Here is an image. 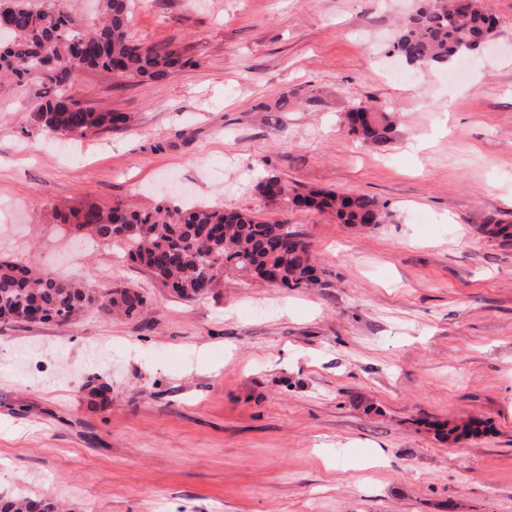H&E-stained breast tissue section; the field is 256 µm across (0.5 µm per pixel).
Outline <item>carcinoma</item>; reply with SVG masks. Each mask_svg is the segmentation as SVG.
<instances>
[{
    "label": "carcinoma",
    "mask_w": 512,
    "mask_h": 512,
    "mask_svg": "<svg viewBox=\"0 0 512 512\" xmlns=\"http://www.w3.org/2000/svg\"><path fill=\"white\" fill-rule=\"evenodd\" d=\"M97 22L86 25L68 11L65 0H3L0 13L10 29L0 41V84L22 82L36 73L42 80L39 102L30 120L41 131L84 135L92 129L113 131L128 126L125 112H96L68 96L66 88L82 69H102L122 77L155 81L188 64L171 44L146 45L129 34L132 0H100ZM495 28L486 0H471L462 10L454 0H420L406 18L393 49L412 65L433 67L469 54L487 42ZM351 133L384 146L395 129L392 113L356 107L346 114ZM256 189L264 203L284 211L329 212L340 224H385L387 206L367 194L313 190L290 184L276 174L259 179ZM62 224L87 229L91 237L121 248L149 268L181 298L207 294L220 280L215 259L224 272L259 279L280 288H310L318 284L310 245L287 222L269 224L239 209L199 205L158 204L139 210L121 203L108 207L61 212ZM145 299L127 287L88 290L32 270L20 260L0 261V321L66 323L88 308L106 314L117 308L129 317L141 313ZM477 426H453L443 433L452 443L479 435ZM0 512H54L50 502L0 497Z\"/></svg>",
    "instance_id": "1"
}]
</instances>
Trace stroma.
<instances>
[{"label": "stroma", "mask_w": 512, "mask_h": 512, "mask_svg": "<svg viewBox=\"0 0 512 512\" xmlns=\"http://www.w3.org/2000/svg\"><path fill=\"white\" fill-rule=\"evenodd\" d=\"M416 5L133 0V39L198 64L76 73L68 95L128 113L125 131L51 142L30 121L39 76L0 85V260L146 300L137 318L0 328V495L60 512H512V239L482 231L512 224V0H487L496 27L456 82L389 56ZM356 103L394 113L392 143L349 134ZM271 171L391 217L266 206ZM187 198L288 221L318 285L229 274L185 300L57 219ZM97 343L111 355L90 357ZM470 421L487 434L436 432Z\"/></svg>", "instance_id": "1"}]
</instances>
